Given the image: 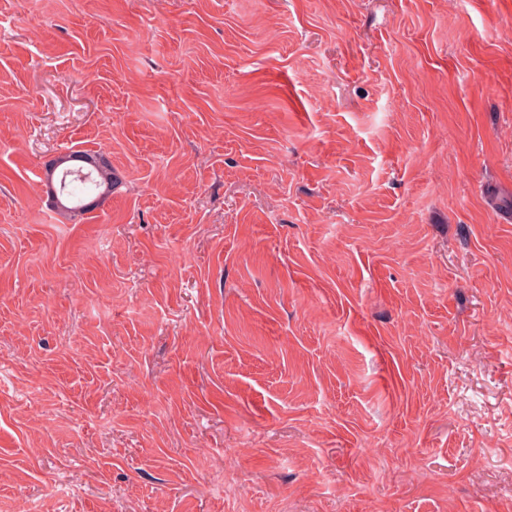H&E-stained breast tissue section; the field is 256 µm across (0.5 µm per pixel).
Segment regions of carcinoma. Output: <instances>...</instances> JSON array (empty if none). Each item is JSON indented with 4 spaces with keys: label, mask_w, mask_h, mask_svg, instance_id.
Segmentation results:
<instances>
[{
    "label": "carcinoma",
    "mask_w": 512,
    "mask_h": 512,
    "mask_svg": "<svg viewBox=\"0 0 512 512\" xmlns=\"http://www.w3.org/2000/svg\"><path fill=\"white\" fill-rule=\"evenodd\" d=\"M46 179L50 180L57 197H62L61 187L74 193H94L98 201L112 194L116 185L112 165L102 154L73 152L51 161L46 166Z\"/></svg>",
    "instance_id": "1"
}]
</instances>
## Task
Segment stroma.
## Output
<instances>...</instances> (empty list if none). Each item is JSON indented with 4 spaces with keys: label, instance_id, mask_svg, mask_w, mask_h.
I'll return each instance as SVG.
<instances>
[{
    "label": "stroma",
    "instance_id": "stroma-1",
    "mask_svg": "<svg viewBox=\"0 0 512 512\" xmlns=\"http://www.w3.org/2000/svg\"><path fill=\"white\" fill-rule=\"evenodd\" d=\"M76 151L122 185L67 215ZM24 499L512 512V0H0ZM71 162H78L82 165L69 164ZM79 169L85 175L84 179H80V176L77 174L72 175L73 172L76 173ZM46 179L47 182L51 180L56 195L61 202V206H59L55 201L57 207L67 212H74L77 209L82 211L93 209L108 195L112 194V189L116 185L115 177L112 174L111 163L103 154L97 153L73 152L51 161L46 166ZM63 180L65 187L71 189L67 192L69 196H73L74 192L85 193L79 205L69 206L65 203L66 200L63 201L61 199L63 198L62 194L64 192L61 191V183ZM94 192H96V196L86 201L87 196ZM95 198L99 201L96 205L86 206L88 202Z\"/></svg>",
    "mask_w": 512,
    "mask_h": 512
}]
</instances>
